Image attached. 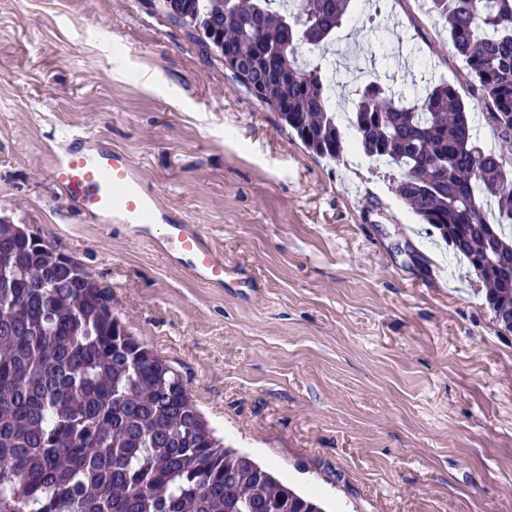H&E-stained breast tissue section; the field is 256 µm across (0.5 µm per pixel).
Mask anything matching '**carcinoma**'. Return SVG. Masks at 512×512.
Returning <instances> with one entry per match:
<instances>
[{"label":"carcinoma","instance_id":"cac0c4a2","mask_svg":"<svg viewBox=\"0 0 512 512\" xmlns=\"http://www.w3.org/2000/svg\"><path fill=\"white\" fill-rule=\"evenodd\" d=\"M351 0H149L196 27L210 55L244 59L254 97L312 154L347 149L399 173L394 192L512 307V163L477 143L453 84L397 92L376 76L333 111L327 45ZM462 80L512 138V0H429ZM494 211V219L488 212ZM0 512H324L247 454L226 448L180 374L142 348L81 266L24 224L0 223Z\"/></svg>","mask_w":512,"mask_h":512}]
</instances>
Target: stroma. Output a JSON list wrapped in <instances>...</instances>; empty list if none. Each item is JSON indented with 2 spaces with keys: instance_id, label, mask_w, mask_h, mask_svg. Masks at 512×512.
Returning a JSON list of instances; mask_svg holds the SVG:
<instances>
[{
  "instance_id": "35a3bbf8",
  "label": "stroma",
  "mask_w": 512,
  "mask_h": 512,
  "mask_svg": "<svg viewBox=\"0 0 512 512\" xmlns=\"http://www.w3.org/2000/svg\"><path fill=\"white\" fill-rule=\"evenodd\" d=\"M332 49L350 77L457 83L512 163L422 0L354 9ZM71 132L129 156L154 235L200 225L226 285L79 211L46 171ZM394 175L313 155L143 0H0V218L108 287L225 445L326 512H512V332Z\"/></svg>"
}]
</instances>
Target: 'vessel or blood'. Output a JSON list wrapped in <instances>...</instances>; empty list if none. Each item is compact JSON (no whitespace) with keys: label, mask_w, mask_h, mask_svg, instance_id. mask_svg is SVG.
<instances>
[{"label":"vessel or blood","mask_w":512,"mask_h":512,"mask_svg":"<svg viewBox=\"0 0 512 512\" xmlns=\"http://www.w3.org/2000/svg\"><path fill=\"white\" fill-rule=\"evenodd\" d=\"M48 171L51 180L86 212L134 225L141 234L156 218L157 202L144 190L137 168L125 153L77 149L54 155ZM160 247L201 280L223 285L224 260L205 244L196 225H171Z\"/></svg>","instance_id":"b4317fda"}]
</instances>
